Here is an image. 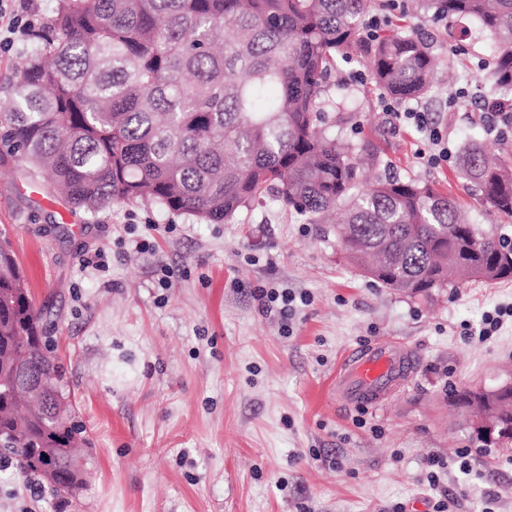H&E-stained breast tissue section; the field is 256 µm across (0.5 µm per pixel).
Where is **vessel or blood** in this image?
Returning <instances> with one entry per match:
<instances>
[{
    "instance_id": "obj_1",
    "label": "vessel or blood",
    "mask_w": 512,
    "mask_h": 512,
    "mask_svg": "<svg viewBox=\"0 0 512 512\" xmlns=\"http://www.w3.org/2000/svg\"><path fill=\"white\" fill-rule=\"evenodd\" d=\"M416 352L394 341H376L346 350L336 367L337 398L348 406L381 403L412 378Z\"/></svg>"
}]
</instances>
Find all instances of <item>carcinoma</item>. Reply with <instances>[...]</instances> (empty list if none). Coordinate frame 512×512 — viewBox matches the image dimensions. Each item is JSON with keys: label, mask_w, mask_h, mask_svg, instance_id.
Returning a JSON list of instances; mask_svg holds the SVG:
<instances>
[{"label": "carcinoma", "mask_w": 512, "mask_h": 512, "mask_svg": "<svg viewBox=\"0 0 512 512\" xmlns=\"http://www.w3.org/2000/svg\"><path fill=\"white\" fill-rule=\"evenodd\" d=\"M371 0H57L0 113V163L21 158L51 192L90 214L154 203L222 224L274 189L297 218L339 212L341 251L372 280L410 296L454 282L512 278V237L469 223L435 184L364 180L327 122L326 83L371 61L380 94L402 102L430 89L431 46L401 28L363 39ZM452 23L472 19L493 43L483 79L512 95V0H429ZM461 177L512 218V162L474 141ZM41 313L10 242L0 239V434L27 442L20 470L48 448L87 445L59 406L64 373L41 350ZM50 388L13 393L21 376ZM504 421L512 393L487 398ZM84 473L62 465L56 484Z\"/></svg>", "instance_id": "cac0c4a2"}]
</instances>
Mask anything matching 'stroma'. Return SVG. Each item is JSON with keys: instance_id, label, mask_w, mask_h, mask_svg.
<instances>
[{"instance_id": "obj_1", "label": "stroma", "mask_w": 512, "mask_h": 512, "mask_svg": "<svg viewBox=\"0 0 512 512\" xmlns=\"http://www.w3.org/2000/svg\"><path fill=\"white\" fill-rule=\"evenodd\" d=\"M374 13L413 24L431 42L434 77L411 108L441 129L450 158H416L424 136L393 124L361 64L330 77L337 138L372 153L368 178L433 181L469 219L500 216L467 190L458 157L487 137L489 89L473 63L490 41L466 20L449 39L425 0ZM0 237L25 270L65 397L86 429V480L66 502L36 493L0 463V512H512V452L475 447L451 393L512 380V318L483 341L465 333L512 305V280L471 282L427 298L380 287L336 244L330 224H305L277 194L229 223L201 224L158 206L116 204L95 215L51 193L26 163L0 166ZM143 240L140 252L130 240ZM101 248L106 271L84 267ZM168 275L169 287L158 285ZM262 288L310 295L293 319ZM391 339L413 347L408 385L372 408L332 392L343 352ZM470 449L471 467L453 461Z\"/></svg>"}]
</instances>
